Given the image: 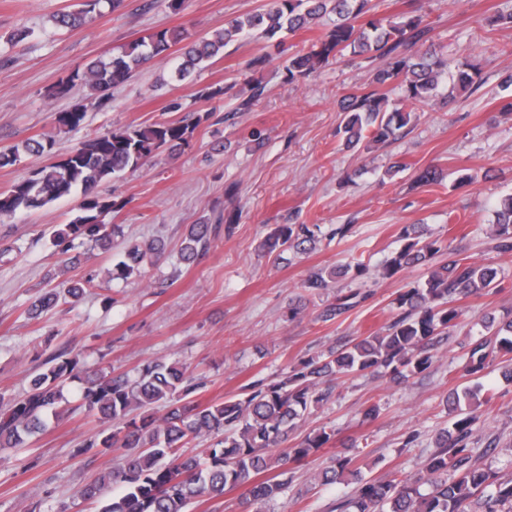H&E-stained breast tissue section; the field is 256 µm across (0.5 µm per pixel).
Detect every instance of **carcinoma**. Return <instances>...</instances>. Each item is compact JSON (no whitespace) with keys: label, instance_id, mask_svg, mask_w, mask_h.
Listing matches in <instances>:
<instances>
[{"label":"carcinoma","instance_id":"carcinoma-1","mask_svg":"<svg viewBox=\"0 0 512 512\" xmlns=\"http://www.w3.org/2000/svg\"><path fill=\"white\" fill-rule=\"evenodd\" d=\"M123 0H80L79 8L61 10L53 22L61 30L72 31L93 15L115 11ZM372 0H267L265 8L225 23L224 29L209 37L190 39L183 27L152 32L128 43L105 59L92 61L61 80L55 93L63 95L73 86L86 87L98 99L105 98L115 85L154 63L169 61L171 50L179 48L172 78L190 79L215 59L224 48L243 38L276 41L282 32L311 29L326 14L336 16L333 29L311 44L306 53L288 60V79L296 81L320 66L348 52L367 55L378 62L370 87L342 95L339 109L343 118L337 134L346 149L384 144L410 122V113L389 103V94L431 105L442 91L477 90L480 71L470 63H447L432 45L423 47L429 32L424 24L422 0H404L406 9L395 21L374 13ZM86 118L85 107L75 104L56 116L59 130L79 129ZM202 121L154 122L137 128L109 129L83 142L53 163L32 169L6 193H0V218L18 211L39 210L74 193L81 195L68 224L54 231L53 243L62 257L63 269L80 264L75 244L105 251L120 249L119 258L102 275L88 274L65 281L64 287L39 295L27 308L33 318L56 307L60 301L75 304L87 289L105 291L115 280L141 274L145 265H155L166 254L165 242L154 238L145 242L123 239L121 225L108 224L106 216L116 208L110 197L98 193L105 180L141 168L160 149L180 150L189 144ZM55 139L43 134L22 145L0 150V168L21 161V154L53 152ZM435 166L419 170L415 180L430 185L442 180ZM491 239L501 252H512V194L505 196L496 211ZM214 224H191L183 239L180 259L194 262L211 242ZM318 224H282L263 247L274 251L284 247L297 254L316 249L321 242ZM403 245L381 264V275L391 279L406 269L427 266V278L408 284L396 298L400 310L384 332L359 336L339 349L302 358L289 366L279 381L257 384L237 399L201 403L202 382L194 379L185 364L163 360L142 365L138 377H112L84 366L77 355L54 356L52 366L34 374L25 393L9 399L0 395V448H21L44 432L48 417L59 420L78 410L97 419V437L76 449L88 454L94 448L119 451L117 463L97 480L85 485L79 496L99 504L97 512H189L204 499L224 497L226 489L243 487L246 502L262 505L274 500L292 464L303 462L312 452L326 447L335 432L324 429L307 434L297 445L288 438L299 428L311 409L327 401L341 376L375 372L380 369L394 380H405L426 371L432 364L435 346L442 337L453 335L464 315L459 302L479 298L499 288V272L488 265L469 261L463 251L448 247L423 234L422 225L402 228ZM368 265L361 260L310 272L303 288L321 295L335 283L363 277ZM477 325L479 337L468 344L462 376L473 384L448 393L446 404L451 427L436 434L441 451L422 467L413 481L398 475L386 480H366L355 459L338 453L319 475L323 484L336 483L347 475L357 478L356 496L349 512H512V473L504 480L474 456L471 438L482 423V406H491L493 395L483 390L479 379L493 367L512 381V311L498 317L483 314ZM80 385L79 403L72 407L63 394L66 383ZM205 436H214L202 456L186 452L189 445ZM111 487L120 489L116 497Z\"/></svg>","mask_w":512,"mask_h":512}]
</instances>
